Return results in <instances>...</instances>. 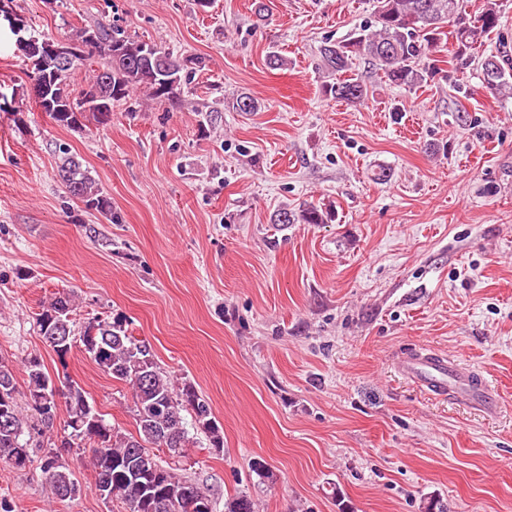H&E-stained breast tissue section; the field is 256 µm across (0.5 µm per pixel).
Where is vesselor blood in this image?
I'll list each match as a JSON object with an SVG mask.
<instances>
[{"label": "vessel or blood", "instance_id": "b4317fda", "mask_svg": "<svg viewBox=\"0 0 512 512\" xmlns=\"http://www.w3.org/2000/svg\"><path fill=\"white\" fill-rule=\"evenodd\" d=\"M399 368L407 378L433 396L484 408L495 402L488 381L478 372L459 367L431 350L422 348L404 355Z\"/></svg>", "mask_w": 512, "mask_h": 512}]
</instances>
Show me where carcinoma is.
Returning <instances> with one entry per match:
<instances>
[{"instance_id":"1","label":"carcinoma","mask_w":512,"mask_h":512,"mask_svg":"<svg viewBox=\"0 0 512 512\" xmlns=\"http://www.w3.org/2000/svg\"><path fill=\"white\" fill-rule=\"evenodd\" d=\"M498 0H487L485 8L470 16L462 9V0H374L373 21L349 37L328 39L320 46V69L338 76L324 85V93L336 100L360 103L368 97V87L358 78L343 74L352 70L355 61L365 59L383 74L390 84L408 89L419 87L428 72L419 67L421 59L440 51L455 39L453 58L463 65L476 64L489 92L512 98V58L496 54H472L482 46V38L500 24ZM453 30H447V27ZM80 52L72 67L59 71L57 60L45 53L31 52L22 57L31 63L29 79H38L46 91L39 110L47 113L59 126L80 130L93 121L106 126L112 122L114 104L126 101L138 91L149 101L175 104L179 101L184 58L162 45L130 36L116 24L99 23L64 39ZM97 61L91 70L88 86L75 97L67 80L75 70ZM260 103L241 93L232 101V109L241 113L256 112ZM56 177L67 193L86 209L112 217V201L103 193L95 177L78 157L65 147H58ZM328 212L312 204L297 211L281 209L276 224H326ZM72 294H56L36 314L40 335L49 343L59 360L71 352L73 338L65 343L52 341L59 324L72 325ZM80 341L89 358L112 379L128 385L132 391L136 434L125 433L105 421L88 400L84 389L75 381L67 384L65 398L67 420L64 436L51 435L58 403L45 407L43 393L52 378L40 358L27 359V405L40 416L36 434L46 440L38 445L42 455L34 457L27 418L18 405L17 382L13 365L0 359V461L24 469L38 463L41 474L53 493L67 497L81 492L74 469L62 460L61 448L93 449L92 465L97 477L94 490L116 488L115 496L125 512H213L211 496L197 485L182 479L170 466L161 465L153 449L165 448L172 458H180L189 446L188 425L206 434L210 444H223L221 428L209 403L196 388L181 386L162 368L148 343L128 333L122 318H94L84 326ZM224 512H254V502L246 492L225 500Z\"/></svg>"}]
</instances>
